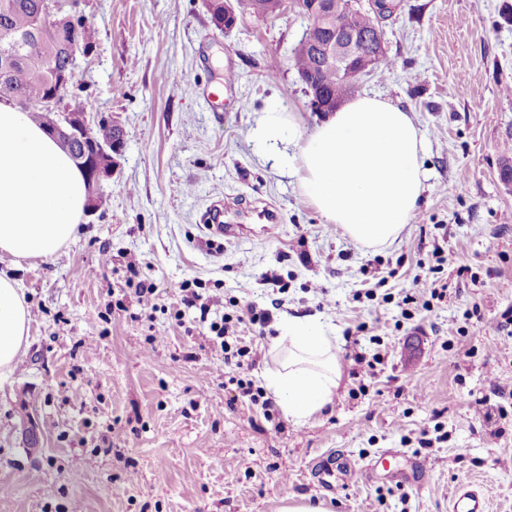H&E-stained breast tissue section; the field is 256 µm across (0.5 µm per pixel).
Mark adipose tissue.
Returning a JSON list of instances; mask_svg holds the SVG:
<instances>
[{
	"mask_svg": "<svg viewBox=\"0 0 512 512\" xmlns=\"http://www.w3.org/2000/svg\"><path fill=\"white\" fill-rule=\"evenodd\" d=\"M294 118L278 109L260 118L253 136L260 151L288 169L305 197L353 241L381 246L397 239L424 190L419 158L425 141L412 113L376 96L345 102L284 148ZM86 200L81 172L68 154L14 101L0 100V257L46 260L76 236ZM29 336L25 294L0 275V373L11 372ZM270 348L276 368L263 374L283 413L301 423L323 410L339 378L327 328L291 316Z\"/></svg>",
	"mask_w": 512,
	"mask_h": 512,
	"instance_id": "adipose-tissue-1",
	"label": "adipose tissue"
}]
</instances>
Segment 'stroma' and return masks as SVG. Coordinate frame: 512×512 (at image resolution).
<instances>
[{"mask_svg":"<svg viewBox=\"0 0 512 512\" xmlns=\"http://www.w3.org/2000/svg\"><path fill=\"white\" fill-rule=\"evenodd\" d=\"M394 2L382 23L392 69L359 92L415 114L427 180L400 237L368 247L324 223L252 136L273 107L295 114V143L324 118L290 58L304 17L247 15L226 32L206 0H80L94 48L76 80L94 111L122 124L125 145L72 243L47 260L0 259L31 313L21 365L0 376V512H281L291 499L325 512H448L464 486L489 512H512L502 463L512 398L493 386L512 381V339L492 325L512 308V185L499 176L512 146V0ZM227 194L240 210L225 222L244 227L231 240L203 221ZM132 260L157 287L159 312L125 288ZM435 266L447 301L404 319L403 296ZM193 278L271 312L264 335L243 332L257 350L255 386L276 365L282 317L327 325L340 363L332 403L297 423L281 407L267 420L234 401L208 327L170 317ZM117 299L125 311H109ZM371 321L375 343L356 330ZM379 348L377 377L360 385L351 354ZM412 452L426 459L425 483L397 488L391 477L409 472ZM326 455L378 476L327 492L310 471Z\"/></svg>","mask_w":512,"mask_h":512,"instance_id":"35a3bbf8","label":"stroma"}]
</instances>
